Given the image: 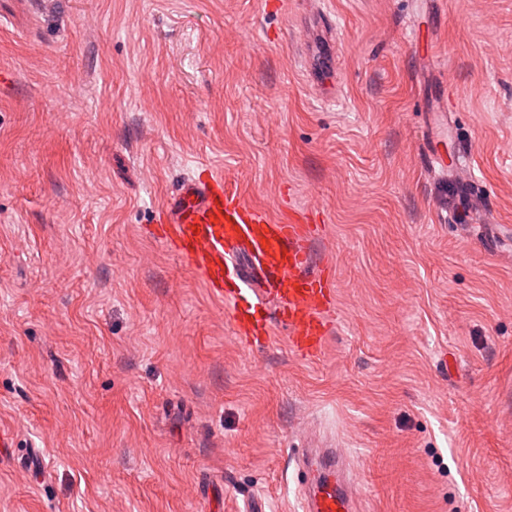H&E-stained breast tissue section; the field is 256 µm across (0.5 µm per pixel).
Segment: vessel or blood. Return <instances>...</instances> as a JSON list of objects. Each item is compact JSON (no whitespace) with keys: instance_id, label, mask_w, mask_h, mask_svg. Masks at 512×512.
<instances>
[{"instance_id":"b4317fda","label":"vessel or blood","mask_w":512,"mask_h":512,"mask_svg":"<svg viewBox=\"0 0 512 512\" xmlns=\"http://www.w3.org/2000/svg\"><path fill=\"white\" fill-rule=\"evenodd\" d=\"M330 51L325 40L303 47L309 77L328 64ZM424 119L430 129L423 144L427 167L441 177L459 172L461 162L449 161L442 148L448 138L447 101L436 102ZM156 230L223 298L243 346L264 348L282 333L300 358L321 352L336 284L329 264L311 260L310 245L320 228L309 213L274 218L246 205L227 178L202 169L170 198ZM300 464L317 474L303 492L304 512H353L356 479L334 445H310Z\"/></svg>"}]
</instances>
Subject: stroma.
<instances>
[{
    "instance_id": "obj_1",
    "label": "stroma",
    "mask_w": 512,
    "mask_h": 512,
    "mask_svg": "<svg viewBox=\"0 0 512 512\" xmlns=\"http://www.w3.org/2000/svg\"><path fill=\"white\" fill-rule=\"evenodd\" d=\"M322 8L335 95L287 0H0V512H302L308 431L360 512H512V0ZM442 87L469 198L425 165ZM201 161L272 216L313 209L318 356L243 347L157 237ZM324 41H317L302 48V55L307 65L306 72L311 80H314L318 74L315 66L323 67L325 64H330L328 55L331 51L329 40H333L332 34L329 38H323Z\"/></svg>"
}]
</instances>
